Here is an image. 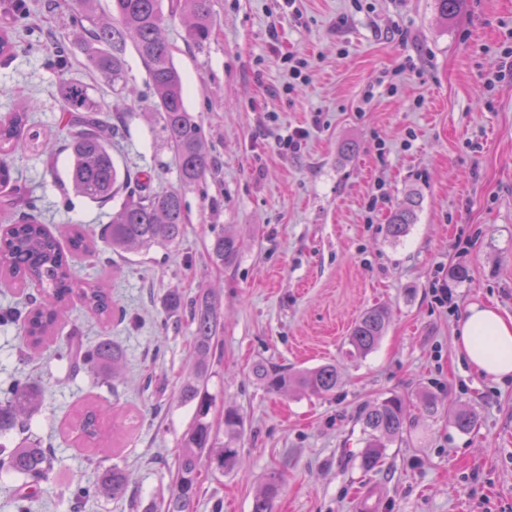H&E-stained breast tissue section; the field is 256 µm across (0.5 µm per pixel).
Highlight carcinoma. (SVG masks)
<instances>
[{"instance_id": "cac0c4a2", "label": "carcinoma", "mask_w": 512, "mask_h": 512, "mask_svg": "<svg viewBox=\"0 0 512 512\" xmlns=\"http://www.w3.org/2000/svg\"><path fill=\"white\" fill-rule=\"evenodd\" d=\"M463 0H436L443 22L460 12ZM74 25L72 42L52 40L47 48L61 67L69 64L72 48L84 55L87 66L105 80L112 90L127 95L136 105L143 95L128 86L125 54L132 43L149 76V99L158 116L161 133L174 154L180 187L143 192L144 181L152 179L148 171L121 170L112 158V140L123 134L125 116L111 117L103 111L84 83L65 79L60 87L61 125L66 134L65 149L71 165L69 183L77 194L106 206L120 192L125 199L112 211V219L102 232L110 251L120 256L132 249L153 247L172 249L185 232L183 191L203 186L213 161L201 119L184 102L183 80L174 63L171 47L162 30L167 19L179 18L186 42L197 47L210 38L214 25L211 0H111L109 12L100 10L99 0H68ZM21 32H0V58H9L20 43ZM30 107L19 106L0 118V188L15 182L8 157L23 140L36 141ZM26 210L0 235V277L12 284L37 286L38 295L23 309H0V322L15 326L26 344L38 349L55 339L73 299L98 321L112 320V296L97 281L75 277L69 257L83 255L99 258L94 240L80 224H72L59 237L34 214L35 204L25 200ZM415 219V202L409 198L395 211L387 235L403 236ZM239 256V239L231 231L217 232L211 258L218 266L229 267ZM171 314L188 312L192 330L193 363L190 374L177 392L180 404L193 410L192 422L180 441L174 484L157 512H194L205 468L219 474L235 472L241 465L240 441L245 430L242 413L235 407L224 408L223 427H214L212 410L215 397L208 390L210 362L223 329L212 295L203 291L191 300L177 290L163 299ZM387 326L384 308L366 310L353 325L348 338L350 353L365 355L378 343ZM65 356L73 365L94 369L103 376L116 373L122 351L112 338L105 337L85 348L67 338ZM254 374L273 392L296 387L311 395L324 397L336 390L339 372L334 364H323L296 373L288 368L258 364ZM0 437L18 433L21 438L12 448L0 445V472L21 475L29 480L32 491L16 499L17 512H31L30 503L40 494L41 482L51 470L52 451L42 443L22 437L26 420L37 410L41 393L26 382H18L0 392ZM99 410L89 411L80 424L90 439L98 435ZM368 439L362 466L367 470L380 462L386 443L398 438L405 428V401L392 394L370 406L363 416ZM284 478L269 473L262 491L254 498L252 512H273L274 502ZM129 474L113 465L102 470L99 488L113 498L123 496Z\"/></svg>"}]
</instances>
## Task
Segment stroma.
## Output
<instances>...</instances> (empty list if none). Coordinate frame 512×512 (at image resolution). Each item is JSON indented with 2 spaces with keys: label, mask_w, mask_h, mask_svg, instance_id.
<instances>
[{
  "label": "stroma",
  "mask_w": 512,
  "mask_h": 512,
  "mask_svg": "<svg viewBox=\"0 0 512 512\" xmlns=\"http://www.w3.org/2000/svg\"><path fill=\"white\" fill-rule=\"evenodd\" d=\"M40 17L17 54L0 59V117L34 104L41 135L59 130L63 77L90 86L106 111L122 95L73 57L51 66L37 36H65L64 0H37ZM215 29L203 48L187 46L179 22L165 36L199 115L215 169L204 190L185 193L188 222L179 246L126 253L108 267L76 256L78 278L111 288L115 314L101 325L71 308L84 344L109 336L123 351L113 385L58 359L48 345L26 359L18 330L0 326V387L28 377L43 391L32 439L52 445V471L33 512H70L75 484L99 467L131 474L124 497L89 500L79 512H148L166 496L191 418L177 390L192 362L186 315L168 314L170 289L211 290L223 329L212 356V417L225 407L245 417L242 468L207 472L194 512H251L265 475L282 472L275 512H358L379 488L375 512H512V382H490L461 360L453 338L467 306L496 305L512 316V0H466L440 22L435 0H212ZM306 59L289 87V57ZM302 132L298 149H283ZM29 143L9 157L43 224L100 231L112 216L75 195L69 155ZM112 155L129 171L153 174L150 191L178 187L173 152L154 115L134 108ZM418 207L404 236L386 224L407 198ZM233 230L240 254L230 267L210 259L215 230ZM469 271L452 277L455 267ZM450 281L455 309L432 296ZM388 312L386 331L364 356L348 336L369 308ZM293 370L336 365L335 391L267 392L256 364ZM405 399L406 430L377 468L364 471L362 418L387 396ZM433 396L427 412L423 396ZM112 404L94 441L73 430L89 406ZM472 413L458 429L457 410Z\"/></svg>",
  "instance_id": "35a3bbf8"
}]
</instances>
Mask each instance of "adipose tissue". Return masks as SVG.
<instances>
[{
  "instance_id": "ef3b65f1",
  "label": "adipose tissue",
  "mask_w": 512,
  "mask_h": 512,
  "mask_svg": "<svg viewBox=\"0 0 512 512\" xmlns=\"http://www.w3.org/2000/svg\"><path fill=\"white\" fill-rule=\"evenodd\" d=\"M454 348L485 379L512 380V317L494 306L476 302L467 307L455 330Z\"/></svg>"
}]
</instances>
